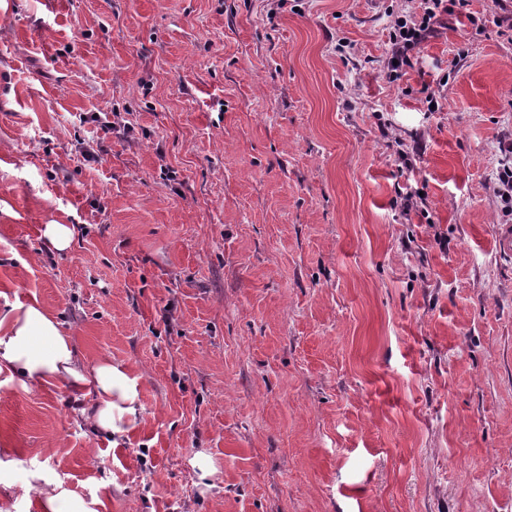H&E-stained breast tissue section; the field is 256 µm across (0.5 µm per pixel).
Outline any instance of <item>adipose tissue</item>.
I'll return each mask as SVG.
<instances>
[{
	"instance_id": "adipose-tissue-1",
	"label": "adipose tissue",
	"mask_w": 512,
	"mask_h": 512,
	"mask_svg": "<svg viewBox=\"0 0 512 512\" xmlns=\"http://www.w3.org/2000/svg\"><path fill=\"white\" fill-rule=\"evenodd\" d=\"M21 387L59 383L85 399L79 417L89 427L122 436L140 415L137 380L108 359L82 361L58 316L39 302L20 301L0 312V370Z\"/></svg>"
}]
</instances>
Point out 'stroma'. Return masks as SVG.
Wrapping results in <instances>:
<instances>
[{
	"label": "stroma",
	"mask_w": 512,
	"mask_h": 512,
	"mask_svg": "<svg viewBox=\"0 0 512 512\" xmlns=\"http://www.w3.org/2000/svg\"><path fill=\"white\" fill-rule=\"evenodd\" d=\"M413 7L0 0V312L38 300L142 406L114 439L1 372L0 512L43 480L93 512H512V28L471 0L484 31L392 83ZM42 235L55 250L65 251L72 246L74 228L71 224H46Z\"/></svg>",
	"instance_id": "obj_1"
}]
</instances>
